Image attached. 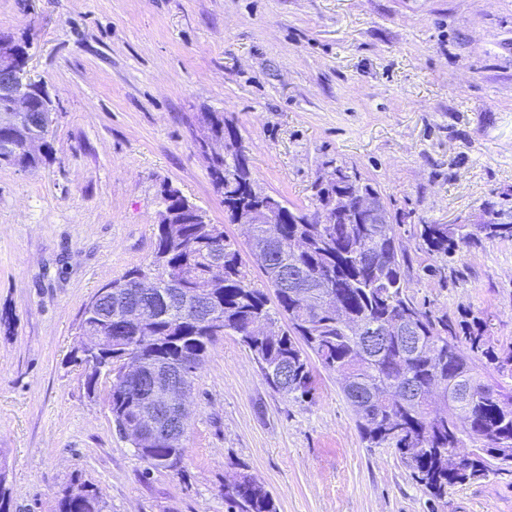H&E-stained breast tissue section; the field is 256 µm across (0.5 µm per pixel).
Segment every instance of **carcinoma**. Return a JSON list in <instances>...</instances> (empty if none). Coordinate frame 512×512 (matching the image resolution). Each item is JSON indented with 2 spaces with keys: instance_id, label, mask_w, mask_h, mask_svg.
<instances>
[{
  "instance_id": "carcinoma-1",
  "label": "carcinoma",
  "mask_w": 512,
  "mask_h": 512,
  "mask_svg": "<svg viewBox=\"0 0 512 512\" xmlns=\"http://www.w3.org/2000/svg\"><path fill=\"white\" fill-rule=\"evenodd\" d=\"M37 126L26 132L3 128L0 139L20 147ZM224 134V117L207 118V137ZM51 152L49 142L38 156L23 152L0 161L11 167L36 166ZM215 187L224 194L231 221L240 210L277 209L278 224H248L252 256L259 264L265 288L252 285L236 243L219 224H197L181 208L187 197L170 187L162 191L165 209L174 210L176 224H157L151 260L112 280V322L86 318L112 336V366L126 357L159 362L176 370L191 359L204 360L219 335L200 320L206 307L190 311L182 298L223 261L222 279L211 292L212 307L223 335L236 336L254 356L268 382L295 399L313 395L311 358L336 373L353 408L362 439L368 447L392 448L411 470L415 481L435 499L448 489L479 481L492 463L512 465V349H502L488 335L487 321L463 313L452 320L417 305L407 294L396 224H360L350 211L347 224L330 223L328 200L336 192L326 180L315 185L311 204L287 206L263 191L248 159L227 152L207 158ZM344 190L350 198L360 190L378 192L344 166ZM480 224H423L422 246L432 255L446 256L481 235L486 239L512 238V223L497 222L499 211L485 209ZM151 276L152 295H141L134 277ZM319 285L317 299L340 294V308L320 311L296 296L298 282ZM136 305L145 319L139 325L123 320V308ZM287 322L286 328L278 325ZM403 323L413 328L404 339L391 336L384 344H370L352 328ZM140 401L135 384L112 383V412L130 419ZM464 453L470 465L459 470L453 456ZM153 469L176 475L184 471L185 441L152 443L137 452ZM230 512H277L271 492L257 478L242 473L224 487ZM58 512H102L97 493L83 483L70 486L59 500Z\"/></svg>"
}]
</instances>
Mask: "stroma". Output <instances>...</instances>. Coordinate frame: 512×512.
<instances>
[{"label":"stroma","instance_id":"1","mask_svg":"<svg viewBox=\"0 0 512 512\" xmlns=\"http://www.w3.org/2000/svg\"><path fill=\"white\" fill-rule=\"evenodd\" d=\"M56 102L39 168L0 166V481L12 512H58L72 480L105 512H228L247 472L278 512H512V466L434 500L370 448L334 372L271 388L234 336L199 369L182 475L115 431L69 361L83 304L148 262L164 187L241 241L199 148L223 114L267 193L309 204L337 166L399 221L409 296L512 346V239L436 258L424 224L512 206V0H0Z\"/></svg>","mask_w":512,"mask_h":512}]
</instances>
